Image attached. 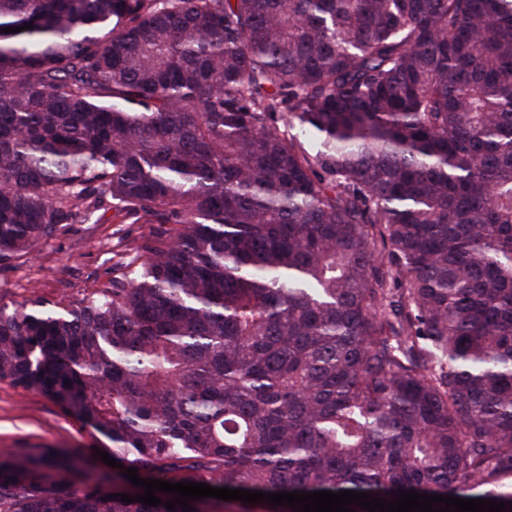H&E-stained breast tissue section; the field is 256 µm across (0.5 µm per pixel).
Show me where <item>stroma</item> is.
Returning <instances> with one entry per match:
<instances>
[{"label": "stroma", "instance_id": "obj_1", "mask_svg": "<svg viewBox=\"0 0 512 512\" xmlns=\"http://www.w3.org/2000/svg\"><path fill=\"white\" fill-rule=\"evenodd\" d=\"M166 230L163 224H119L109 212L96 223L59 225L31 256L0 269V305L39 299L56 309L72 307L105 288L114 268L135 262L137 240ZM108 446L52 400L0 381V460L32 448H65L83 452L88 469L104 472L107 464L93 452Z\"/></svg>", "mask_w": 512, "mask_h": 512}]
</instances>
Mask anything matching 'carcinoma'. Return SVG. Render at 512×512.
<instances>
[{"instance_id":"cac0c4a2","label":"carcinoma","mask_w":512,"mask_h":512,"mask_svg":"<svg viewBox=\"0 0 512 512\" xmlns=\"http://www.w3.org/2000/svg\"><path fill=\"white\" fill-rule=\"evenodd\" d=\"M108 209L176 228L0 306V380L122 467L32 448L0 512H170L127 468L512 503V0H0V269Z\"/></svg>"}]
</instances>
